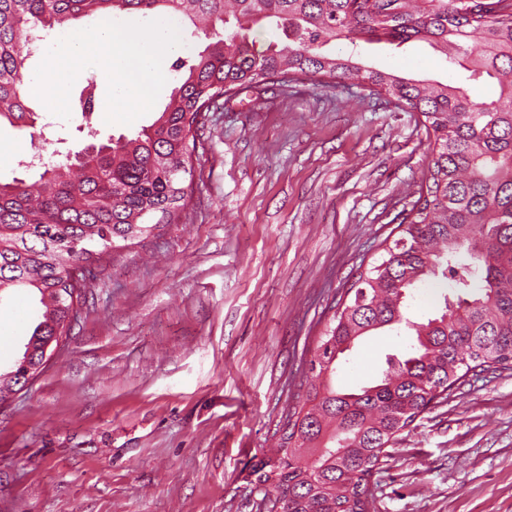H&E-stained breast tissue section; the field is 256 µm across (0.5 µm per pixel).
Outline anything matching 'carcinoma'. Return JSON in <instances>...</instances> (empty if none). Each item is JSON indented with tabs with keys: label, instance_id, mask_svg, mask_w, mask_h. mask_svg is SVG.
Returning <instances> with one entry per match:
<instances>
[{
	"label": "carcinoma",
	"instance_id": "cac0c4a2",
	"mask_svg": "<svg viewBox=\"0 0 512 512\" xmlns=\"http://www.w3.org/2000/svg\"><path fill=\"white\" fill-rule=\"evenodd\" d=\"M166 13L234 29L195 57H179L170 101L131 137H101L97 79H86L74 110L83 140L45 160L17 166L38 179L0 181V293L28 288L42 310L24 345L41 361L45 339L64 329L70 300L87 284L69 270L151 236L186 207L202 114L220 101L259 91L268 80L356 77L373 94L423 117L428 169L399 237L347 289L309 360L301 402L281 424L278 461L261 462L263 500L282 512H367V483L396 436L469 373L512 369V0H0V123L27 127L39 114L23 86L37 31H60L100 13ZM261 22L287 43L257 52L244 31ZM423 41L467 72L498 80L497 98L475 101L453 84H421L389 70L364 69L353 55L328 52ZM157 223H152V220ZM467 259H461V254ZM444 278L452 295L424 322L407 317L410 290ZM402 325L411 342L357 392L336 390V364L372 331ZM0 371V401L24 387Z\"/></svg>",
	"mask_w": 512,
	"mask_h": 512
}]
</instances>
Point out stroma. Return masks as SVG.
<instances>
[{
    "label": "stroma",
    "instance_id": "stroma-1",
    "mask_svg": "<svg viewBox=\"0 0 512 512\" xmlns=\"http://www.w3.org/2000/svg\"><path fill=\"white\" fill-rule=\"evenodd\" d=\"M357 61L450 81L426 44ZM419 113L346 79L266 84L203 113L187 205L104 255L45 371L0 403V512H260L254 465L307 362L428 164ZM0 297V366L35 325ZM405 337L363 340L336 384L378 376ZM368 512H512V370L473 378L387 448Z\"/></svg>",
    "mask_w": 512,
    "mask_h": 512
}]
</instances>
